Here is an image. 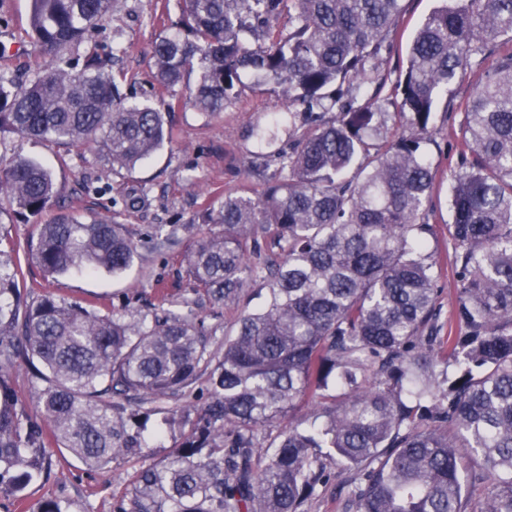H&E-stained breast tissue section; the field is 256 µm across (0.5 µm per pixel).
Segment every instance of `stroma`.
Masks as SVG:
<instances>
[{"label": "stroma", "instance_id": "obj_1", "mask_svg": "<svg viewBox=\"0 0 512 512\" xmlns=\"http://www.w3.org/2000/svg\"><path fill=\"white\" fill-rule=\"evenodd\" d=\"M440 0H403V12L390 38V48L376 65L386 77L380 103L384 111L398 109L394 87L407 64L409 47L423 20ZM30 0H0V45L12 47L9 62L14 72L29 75L41 62L39 48L28 33ZM181 19L180 0H121L119 8L95 32L96 40L121 42L127 49L117 66L125 73L123 91L138 99H150L168 110L171 136L148 160L135 168L112 170L83 146H64L49 140L28 138L10 131L0 132V169L19 157L35 159L50 168L63 188L62 209H79L114 217L125 224L138 245L139 257L122 274L105 271L88 274L73 270L44 278L33 270V295L51 293L80 303L106 301L115 308L146 309L156 291L180 296L189 288L179 263L180 255L195 241L192 224L207 195H229L256 182V167L275 162L289 151L292 140L287 125L274 137H262L275 116L284 113L286 100L279 88L260 76L245 77L239 94L223 112L208 118L189 99L186 85L158 93L152 46L162 34H173ZM492 55H474L470 66L442 92L430 126L425 152L434 171V186L428 218L436 233L435 243L447 251L449 188L458 156L463 149L460 121L487 70ZM158 224H182L186 230L179 244L156 249L152 232ZM177 439L169 434L152 442L147 458L120 459L103 469L90 470L65 449H51L48 478L31 483L20 504L11 512H31L39 502L53 498L69 504L70 512H112V499L128 486L131 475L147 462L168 455ZM352 491L347 472L336 471L306 503V512H346Z\"/></svg>", "mask_w": 512, "mask_h": 512}]
</instances>
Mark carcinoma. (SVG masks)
<instances>
[{
    "mask_svg": "<svg viewBox=\"0 0 512 512\" xmlns=\"http://www.w3.org/2000/svg\"><path fill=\"white\" fill-rule=\"evenodd\" d=\"M179 32L153 48L159 84L195 75L193 104L224 111L252 70L286 94L295 147L257 189L209 202L207 231L181 254L189 296L130 318L25 291L30 267L122 273L138 247L115 220L56 211L60 189L40 162L0 170V210L37 219L0 248V493L47 472L49 448L89 469L146 456L194 416L165 459L135 472L112 512H305L331 478L352 474L349 512H512V53L467 103L454 174L448 266L457 282L438 335V259L429 249L433 174L423 144L439 93L476 54L512 35V0H446L422 23L397 81L407 128L374 143L388 120L376 60L402 0H182ZM117 0H31L30 33L50 62L25 81L0 69V131L87 146L131 169L170 134L164 112L130 102L90 31ZM288 11V28L270 19ZM85 44L81 69L59 56ZM351 178L345 173L352 167ZM50 215L45 220L43 216ZM182 226L159 225L160 243ZM273 233L279 251L250 255ZM261 272L265 304L243 311L223 352L206 304L235 302ZM35 369L19 407L12 370ZM285 421L278 443L257 431ZM485 484L475 510L467 480Z\"/></svg>",
    "mask_w": 512,
    "mask_h": 512,
    "instance_id": "1",
    "label": "carcinoma"
}]
</instances>
